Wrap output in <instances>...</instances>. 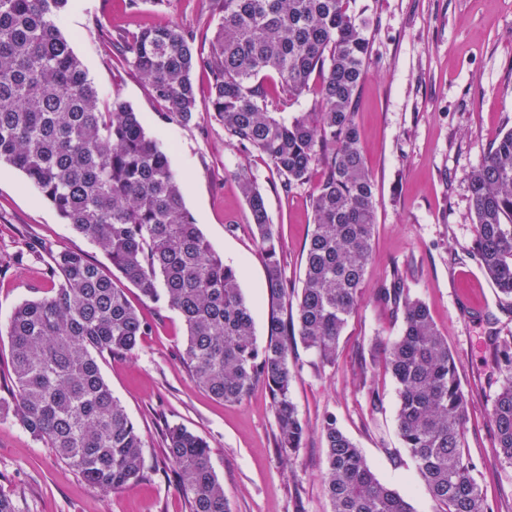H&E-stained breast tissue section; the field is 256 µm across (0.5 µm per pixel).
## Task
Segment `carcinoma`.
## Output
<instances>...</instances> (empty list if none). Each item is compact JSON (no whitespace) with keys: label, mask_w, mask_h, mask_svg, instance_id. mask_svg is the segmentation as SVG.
I'll list each match as a JSON object with an SVG mask.
<instances>
[{"label":"carcinoma","mask_w":512,"mask_h":512,"mask_svg":"<svg viewBox=\"0 0 512 512\" xmlns=\"http://www.w3.org/2000/svg\"><path fill=\"white\" fill-rule=\"evenodd\" d=\"M70 0H0V163L22 173L65 223L88 239L142 296L178 312L185 325L180 358L192 381L226 403L253 386L269 388L285 456L302 447L307 425L292 401L290 354L299 344L320 363L336 349L362 298L373 251L375 184L355 122V103L371 54L369 20L352 0H215L222 13L211 50L194 51L176 25L145 27L127 41L129 63L164 123L187 126L198 104L196 69L211 76L207 110L231 143L264 155L287 191L322 169L312 199L313 230L299 289L282 276V244L265 198L246 175L240 189L263 259L271 315L257 340L238 270L224 262L185 207L181 182L139 113L98 93L60 28ZM275 72L298 98L321 76L314 111L288 120L269 110L260 81ZM473 256L498 292L512 298V130L470 177ZM53 293L13 310L11 390L0 418L12 417L88 484L119 491L145 478L144 441L104 381V355L133 352L148 324L103 268L78 251L50 254ZM378 299L401 319L393 341L377 343L397 385L402 447L436 512H493L465 451L466 400L448 340L427 305L401 286ZM503 381L491 415L499 457L512 465V339L489 332ZM322 481L331 512H414L382 483L329 414L321 425ZM166 460L179 476L186 512H232L206 439L167 428Z\"/></svg>","instance_id":"1"}]
</instances>
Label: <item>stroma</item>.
<instances>
[{
	"label": "stroma",
	"mask_w": 512,
	"mask_h": 512,
	"mask_svg": "<svg viewBox=\"0 0 512 512\" xmlns=\"http://www.w3.org/2000/svg\"><path fill=\"white\" fill-rule=\"evenodd\" d=\"M371 21L372 54L356 102V124L376 184V232L360 306L339 340L335 366L296 347L292 398L309 434L291 460L276 446L277 423L265 385L238 404L199 389L178 357L180 315L127 294L150 331L127 356H105L101 372L144 441L148 477L106 492L85 483L51 449L10 418L0 419V494L16 512H185L173 473L163 468L166 426L181 425L210 443L211 461L232 512H330L322 473L320 426L326 414L362 451L377 477L405 495L416 512L435 505L397 433V385L384 368L361 377L374 342L398 336L400 322L376 296L401 274L448 339L467 403L466 452L473 476L494 512H512V465L495 448L490 414L501 379L492 366L489 332L512 336V298L497 296L472 256L470 174L495 140L512 129V0H356ZM210 0H71L60 27L103 105L120 101L140 112L147 132L167 150L184 186V201L202 234L240 272L254 308L255 333L265 340L269 301L265 266L239 188L248 174L265 195L278 231L284 275L300 285L312 232L314 183L282 193L270 163L229 143L205 109L211 78L194 74L200 110L194 124L159 121L161 104L114 39L155 24L192 32L209 52L220 21ZM22 174L0 163V377L9 371L8 321L25 300L45 297L51 284L41 257L15 262L23 242L45 251L68 249L106 264V256L75 233ZM376 388L381 403L371 407Z\"/></svg>",
	"instance_id": "35a3bbf8"
}]
</instances>
